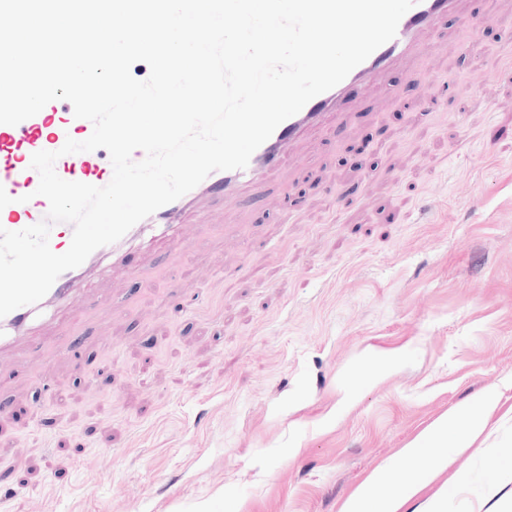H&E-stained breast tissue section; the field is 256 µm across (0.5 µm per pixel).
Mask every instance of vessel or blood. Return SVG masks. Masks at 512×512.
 <instances>
[{
  "mask_svg": "<svg viewBox=\"0 0 512 512\" xmlns=\"http://www.w3.org/2000/svg\"><path fill=\"white\" fill-rule=\"evenodd\" d=\"M457 3L458 0H418L401 18L392 40L376 49L338 85L314 97L299 113L283 121L253 153L246 168L211 173L184 196L138 222L117 242L96 249L83 265L62 273L41 303L20 307L1 317L0 346L24 331L41 307L81 306L79 288L88 268L104 259L120 257L145 229L160 227L169 253H177L176 235L184 226L183 216L188 206L205 195L241 202L242 190L258 187L267 171L287 166L305 133L317 130L328 116L344 120L352 92L365 89L373 78L396 65L416 64L424 54L427 35L440 32L456 18ZM55 108L51 102L46 109L18 125L0 124V186L11 198L10 204L0 209V226L7 230L18 231L33 225L48 212L47 199L36 193L39 175L31 167L33 154L41 150L60 151L66 139L82 141L93 131L92 123L75 117L73 108H65L59 116L55 115ZM55 171L63 180L100 187L111 180L94 151L61 155Z\"/></svg>",
  "mask_w": 512,
  "mask_h": 512,
  "instance_id": "vessel-or-blood-1",
  "label": "vessel or blood"
}]
</instances>
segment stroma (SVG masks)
Segmentation results:
<instances>
[{
    "label": "stroma",
    "mask_w": 512,
    "mask_h": 512,
    "mask_svg": "<svg viewBox=\"0 0 512 512\" xmlns=\"http://www.w3.org/2000/svg\"><path fill=\"white\" fill-rule=\"evenodd\" d=\"M487 22L461 53L462 17ZM428 84L395 69L307 134L268 207L190 213L177 259L144 236L97 309L0 354V512H338L442 413L502 393L447 512L512 491V0H460ZM399 88L403 103L387 104ZM85 339L45 347L66 321Z\"/></svg>",
    "instance_id": "1"
}]
</instances>
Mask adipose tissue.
<instances>
[{
  "label": "adipose tissue",
  "mask_w": 512,
  "mask_h": 512,
  "mask_svg": "<svg viewBox=\"0 0 512 512\" xmlns=\"http://www.w3.org/2000/svg\"><path fill=\"white\" fill-rule=\"evenodd\" d=\"M496 408L492 394L452 407L401 448L397 480H389L386 467L377 468L343 501L339 512H445L449 486L423 500L418 494L440 474L449 473L454 455L475 446ZM449 475V485L464 479L459 472Z\"/></svg>",
  "instance_id": "1"
}]
</instances>
